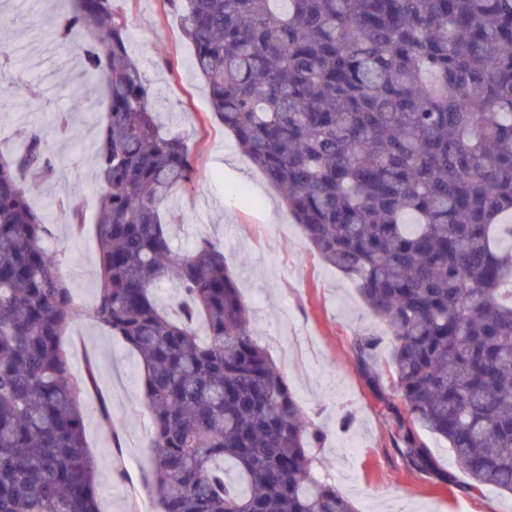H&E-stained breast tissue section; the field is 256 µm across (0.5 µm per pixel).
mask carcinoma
I'll list each match as a JSON object with an SVG mask.
<instances>
[{
    "mask_svg": "<svg viewBox=\"0 0 512 512\" xmlns=\"http://www.w3.org/2000/svg\"><path fill=\"white\" fill-rule=\"evenodd\" d=\"M114 0H60L85 34L105 117L99 288L88 311L29 203L55 162L42 135L0 154V512H99L62 336L87 316L137 354L160 512H355L317 474L312 429L255 338L224 249L179 253L163 207L197 159L163 130ZM182 19L213 115L280 191L321 261L354 284L390 339L359 336L369 386L402 400L400 455L444 484L512 495V0H163ZM161 279L179 290L167 311ZM427 442L435 455V457L440 461L442 467L445 470L451 471L456 474L460 484L467 481L466 476L462 472V470L456 464L452 454L448 449V444L442 439L435 438L431 435L426 436Z\"/></svg>",
    "mask_w": 512,
    "mask_h": 512,
    "instance_id": "obj_1",
    "label": "carcinoma"
}]
</instances>
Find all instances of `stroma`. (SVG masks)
Segmentation results:
<instances>
[{
    "label": "stroma",
    "instance_id": "1",
    "mask_svg": "<svg viewBox=\"0 0 512 512\" xmlns=\"http://www.w3.org/2000/svg\"><path fill=\"white\" fill-rule=\"evenodd\" d=\"M130 30L131 49L149 80L164 127L180 131L197 155L187 192L172 196L184 214L171 231L174 250L209 238L224 246L255 335L291 386L296 400L326 437L315 454L358 512H499L507 500L496 489L470 493L413 470L394 446L393 390L376 396L358 374L355 337L380 339L378 358L388 355L384 328L365 308L351 281L324 265L277 188L237 148L212 114L204 81L189 66L191 47L179 16L162 0H116ZM22 0H0V49L24 45L12 55L13 83L0 84V150L20 149L16 132L39 131L56 160L54 176L41 182L32 205L45 218L51 249L67 257L62 276L74 301L89 307L98 288L94 224L101 188L95 179L92 143L103 117L98 84L83 68L79 49L56 32V0H40L27 23L16 21ZM82 83L85 111L71 109L73 83ZM49 91V102L39 95ZM68 124H61V116ZM75 203L84 227L63 219ZM74 375L96 367V391L82 400L87 442L95 461L100 512H159L145 504L139 482L149 465L151 416L136 355L94 321H76L62 338ZM112 413L104 424L101 406ZM125 466L130 478L116 476Z\"/></svg>",
    "mask_w": 512,
    "mask_h": 512
}]
</instances>
